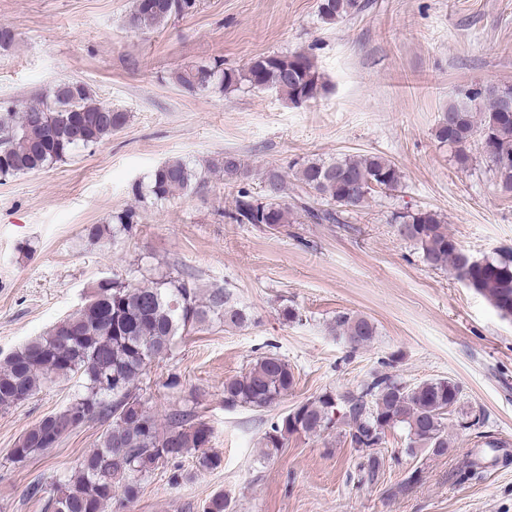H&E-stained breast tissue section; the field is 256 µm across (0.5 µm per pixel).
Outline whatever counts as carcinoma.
I'll return each mask as SVG.
<instances>
[{
    "label": "carcinoma",
    "mask_w": 512,
    "mask_h": 512,
    "mask_svg": "<svg viewBox=\"0 0 512 512\" xmlns=\"http://www.w3.org/2000/svg\"><path fill=\"white\" fill-rule=\"evenodd\" d=\"M199 0H134L128 17L132 28L153 27L192 14ZM361 0H319L318 15L334 24L359 13ZM189 91L226 93L247 85L275 89L288 100L304 103L324 89L322 76L310 54L262 55L246 68L202 64L175 74ZM512 86L470 87L448 104L435 130L439 145L448 147L453 164L465 171L475 162L469 144L485 145L483 158L502 195L512 197ZM128 113L108 111L84 82L61 79L39 102L21 112L0 104V176L41 170L69 157L76 149L98 144L120 131ZM224 180L244 176L238 159L230 154L212 162ZM296 179L305 193L288 207V183L276 169L264 175V194L240 189L228 218L234 224H255L277 232L291 223L298 210L315 224H341L343 213L364 207L375 190L393 191L403 180L399 167L381 155L338 157L329 161L306 159L298 163ZM204 177L182 159L168 160L152 172L150 181L133 187L138 199L163 201L182 191L197 190ZM137 214L129 208L113 214L108 224L91 226L89 235L132 233ZM397 236L419 251L432 269L451 268L456 276L482 295L504 319H512V247H502L474 263L448 232L444 217L431 209L392 214ZM213 321L241 326L250 315L223 288L202 294L187 278L165 276L151 284L131 280L97 282L84 304L46 333L30 339L0 362V409L17 406L44 383L81 379V389L63 408L43 417L16 442L10 454L22 465L43 454L71 433L69 422L82 415L104 429L96 447L79 458L70 477L58 482L49 497L48 512H104L115 493L130 504L137 500L142 481L156 469L178 464L196 452L198 470H214L221 457L209 448L212 429L192 411L174 409L159 422L142 400L139 384L150 364L166 356L175 337ZM336 331L351 351L369 345L376 336L365 316L340 313ZM295 375L276 354L259 357L248 371L224 382V405L264 410L274 407L292 389ZM462 387L451 379H428L408 384L389 373H374L355 392L337 395L326 391L303 402L271 423L263 437L265 454L284 447L293 434L319 436L336 423L335 410L348 426L350 443L360 454L355 475L359 483L378 477L380 448L386 433L407 432L410 456L426 448L443 455L450 448L449 428L471 429L486 418L451 419L461 405ZM477 454L467 455L457 467L463 481L481 478Z\"/></svg>",
    "instance_id": "cac0c4a2"
}]
</instances>
